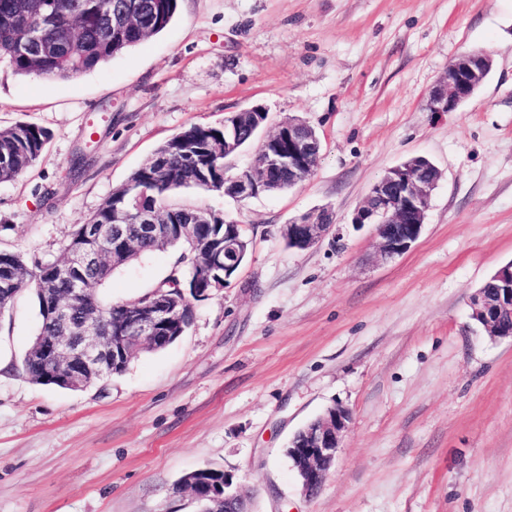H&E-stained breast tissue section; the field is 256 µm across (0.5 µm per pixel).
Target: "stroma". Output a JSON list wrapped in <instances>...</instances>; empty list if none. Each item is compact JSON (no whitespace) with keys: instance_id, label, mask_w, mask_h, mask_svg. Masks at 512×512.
Masks as SVG:
<instances>
[{"instance_id":"obj_1","label":"stroma","mask_w":512,"mask_h":512,"mask_svg":"<svg viewBox=\"0 0 512 512\" xmlns=\"http://www.w3.org/2000/svg\"><path fill=\"white\" fill-rule=\"evenodd\" d=\"M494 68L454 112L426 97L461 52ZM266 108L322 142L314 173L236 201L180 202L243 224L249 254L194 301L174 343L73 392L31 382L33 291L0 314V512H199L187 472L224 471L250 512H512V340L470 297L512 261V0H178L160 34L66 80L0 63V128L48 130L34 166L0 182V249L53 263L156 148L193 124ZM441 171L418 240L381 258L355 210L389 168ZM333 213L313 247L282 228ZM174 250L116 269L105 303L153 291ZM351 421L311 497L286 449L328 407Z\"/></svg>"}]
</instances>
